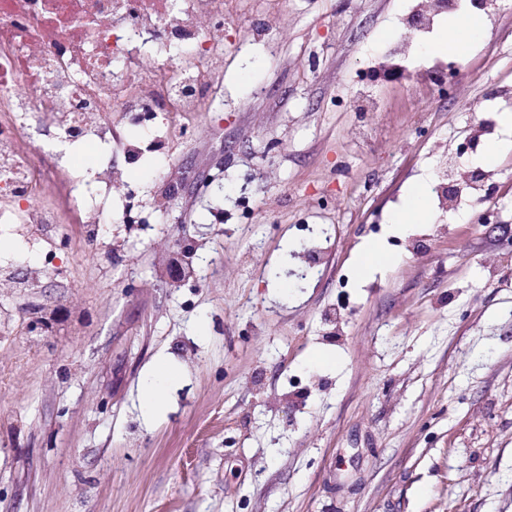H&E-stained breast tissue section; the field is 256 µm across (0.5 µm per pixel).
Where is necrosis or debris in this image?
<instances>
[{
	"instance_id": "obj_1",
	"label": "necrosis or debris",
	"mask_w": 512,
	"mask_h": 512,
	"mask_svg": "<svg viewBox=\"0 0 512 512\" xmlns=\"http://www.w3.org/2000/svg\"><path fill=\"white\" fill-rule=\"evenodd\" d=\"M235 21L228 0H0V225L47 242L44 271L56 238L76 226L94 246L112 213L86 204L63 154L34 132L98 142L108 112L186 128L224 74Z\"/></svg>"
}]
</instances>
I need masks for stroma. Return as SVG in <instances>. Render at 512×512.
<instances>
[{
    "label": "stroma",
    "instance_id": "1",
    "mask_svg": "<svg viewBox=\"0 0 512 512\" xmlns=\"http://www.w3.org/2000/svg\"><path fill=\"white\" fill-rule=\"evenodd\" d=\"M224 31L222 87L166 162L126 168L127 222L95 248L0 251V512H512V9L456 96L367 82L411 0H267ZM506 147L481 206L396 224L480 122ZM94 176L110 146L63 144ZM223 183L216 201L205 175ZM332 247L301 288L297 225ZM383 258L359 272V255ZM194 267L174 278L171 265ZM359 276L350 297L338 277ZM52 329L29 333L41 312ZM178 374L144 416L159 358Z\"/></svg>",
    "mask_w": 512,
    "mask_h": 512
}]
</instances>
